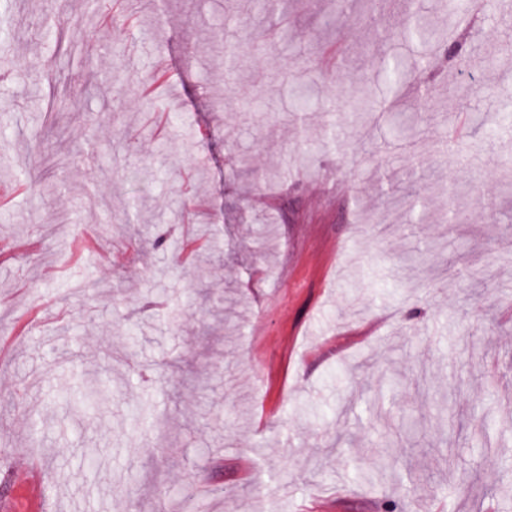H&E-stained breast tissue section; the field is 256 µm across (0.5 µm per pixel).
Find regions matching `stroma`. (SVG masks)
I'll list each match as a JSON object with an SVG mask.
<instances>
[{"instance_id": "1", "label": "stroma", "mask_w": 512, "mask_h": 512, "mask_svg": "<svg viewBox=\"0 0 512 512\" xmlns=\"http://www.w3.org/2000/svg\"><path fill=\"white\" fill-rule=\"evenodd\" d=\"M482 4L353 0L332 24L335 0H153L133 30L142 0L0 7V473L18 512H160L172 489L209 512H512V15ZM420 10L467 65L393 39ZM389 55L421 62L397 94ZM301 93L305 120L282 121ZM397 98L426 117L419 150L392 115L352 120ZM385 172L424 192L416 228ZM453 254L491 267L481 295ZM95 378L112 393L80 414ZM382 454L393 481L357 482Z\"/></svg>"}]
</instances>
